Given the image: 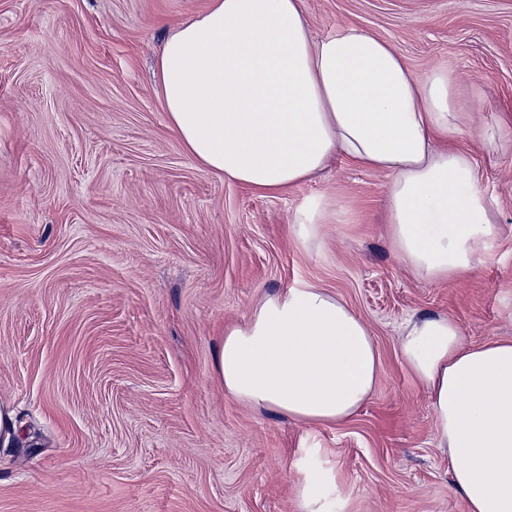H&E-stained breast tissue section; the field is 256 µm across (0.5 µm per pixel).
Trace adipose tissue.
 Here are the masks:
<instances>
[{
	"instance_id": "ef3b65f1",
	"label": "adipose tissue",
	"mask_w": 512,
	"mask_h": 512,
	"mask_svg": "<svg viewBox=\"0 0 512 512\" xmlns=\"http://www.w3.org/2000/svg\"><path fill=\"white\" fill-rule=\"evenodd\" d=\"M158 73L169 126L202 170L262 191L300 185L338 154L385 172L393 254L424 280L468 275L499 236L472 156L451 145L465 111L451 71L419 79L355 28L312 40L302 0H210L165 41ZM335 221L332 199L310 200L296 242L320 248ZM399 350L468 512H512V339L472 346L452 319L415 313ZM380 370L364 321L311 283L263 296L214 360L235 400L311 427L353 416ZM296 466L298 512H330L335 473Z\"/></svg>"
}]
</instances>
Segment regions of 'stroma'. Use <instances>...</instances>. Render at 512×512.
Instances as JSON below:
<instances>
[{
    "label": "stroma",
    "mask_w": 512,
    "mask_h": 512,
    "mask_svg": "<svg viewBox=\"0 0 512 512\" xmlns=\"http://www.w3.org/2000/svg\"><path fill=\"white\" fill-rule=\"evenodd\" d=\"M207 0H0V512H297L295 462L336 471L333 512H467L434 448L425 391L404 366L412 312L472 345L512 338V0H303L314 38L354 27L419 78L453 71L480 103L457 145L501 228L466 277L401 266L385 173L344 156L260 192L206 172L168 126L156 59ZM341 220L320 249L290 224L307 201ZM310 282L342 297L381 357L347 422L311 428L238 403L213 373L225 327L266 294ZM18 415L16 409L7 402H0V446L9 448L18 436Z\"/></svg>",
    "instance_id": "stroma-1"
}]
</instances>
